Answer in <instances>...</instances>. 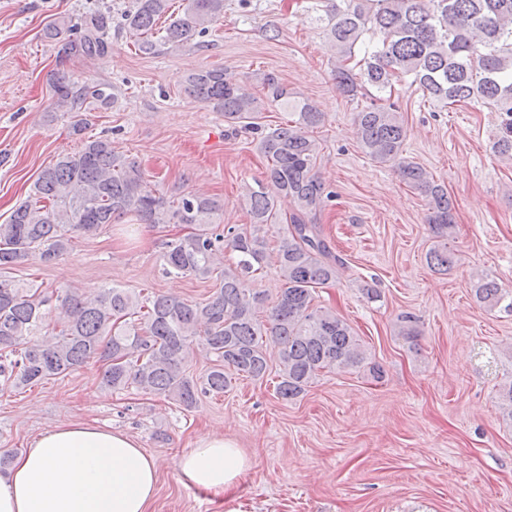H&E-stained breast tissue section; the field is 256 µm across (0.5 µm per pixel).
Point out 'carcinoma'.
Returning <instances> with one entry per match:
<instances>
[{
  "label": "carcinoma",
  "instance_id": "cac0c4a2",
  "mask_svg": "<svg viewBox=\"0 0 512 512\" xmlns=\"http://www.w3.org/2000/svg\"><path fill=\"white\" fill-rule=\"evenodd\" d=\"M170 0H132L123 27L139 52L150 55L159 44L179 46L224 15V0H187L183 13L157 35L158 21ZM326 35L336 57L338 90L370 104L356 112L354 125L362 150L378 162L398 161V172L411 188L428 198L426 216L437 246L430 265L451 269L456 254L448 246L456 224L445 185L424 167L400 160L407 128L395 103L394 84L407 82L424 95L448 104L482 102L500 112L493 148L512 158V0H324ZM110 15L95 12L78 28L53 22L44 39L67 36L68 56L102 58L110 49ZM379 31L382 41L365 44ZM364 46L356 59L355 49ZM266 98L292 108L295 119L273 127L258 123V98L245 84L234 83L222 69L192 74L184 90L224 113V122L260 133L258 147L266 157V181L249 189L243 205L252 229L232 227L224 236L212 231L219 203L201 193L168 200L153 191L137 163L112 148L107 138L89 137L80 149L59 156L43 168L33 197L0 224V270L21 266L33 256L51 264L68 252L74 239L93 235L127 214L142 224H186L194 231L166 244L167 275L216 278L217 288L205 301L190 302L164 294L146 296L126 288H103L95 296L78 289L48 292L34 284L0 279V379L14 389L32 388L66 375L90 361L102 364L99 387L107 392L135 389L177 402L188 410L202 392L220 393L233 376L263 379L269 372V349L276 350V394L295 400L319 375L362 370L383 378L380 364L367 355L347 321L314 304L316 289L336 280L343 261L334 254L310 214L324 198L325 185L316 171L319 145L310 132L323 113L309 100L295 98L277 77L263 78ZM60 109L73 112L88 100L105 105L108 95L97 85L71 87L61 76L54 84ZM288 203L284 216L278 205ZM287 224L278 245L270 249L261 227ZM238 260L225 265L221 253ZM273 262L283 280L277 300L261 319L265 296L249 286L263 264ZM476 301L488 308L501 304L512 312V298L486 275L473 285ZM62 325L52 340L40 339L55 309ZM398 335L417 341L421 331L409 313L397 317ZM201 352L210 360L202 381L185 375V365ZM503 415L512 419V381L498 388Z\"/></svg>",
  "mask_w": 512,
  "mask_h": 512
}]
</instances>
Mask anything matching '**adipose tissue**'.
Segmentation results:
<instances>
[{"mask_svg":"<svg viewBox=\"0 0 512 512\" xmlns=\"http://www.w3.org/2000/svg\"><path fill=\"white\" fill-rule=\"evenodd\" d=\"M250 462L223 437L205 434L177 460L179 481L232 499ZM158 462L106 425L64 421L0 471V512H149Z\"/></svg>","mask_w":512,"mask_h":512,"instance_id":"1","label":"adipose tissue"}]
</instances>
